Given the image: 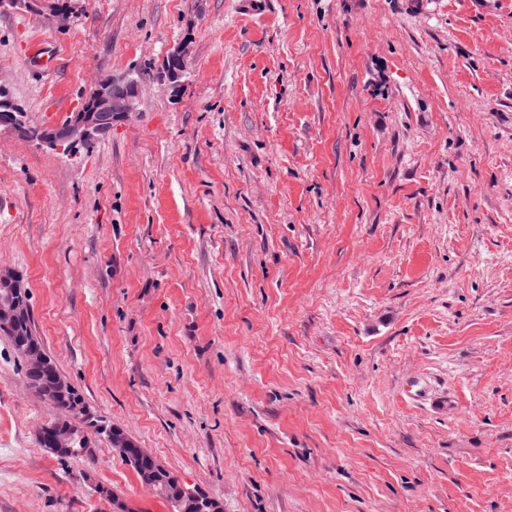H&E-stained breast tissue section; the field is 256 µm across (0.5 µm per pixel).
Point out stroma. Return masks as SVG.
<instances>
[{"instance_id":"stroma-1","label":"stroma","mask_w":512,"mask_h":512,"mask_svg":"<svg viewBox=\"0 0 512 512\" xmlns=\"http://www.w3.org/2000/svg\"><path fill=\"white\" fill-rule=\"evenodd\" d=\"M136 72L91 149L0 132V268L91 410L224 512H512V0L0 7L29 124ZM53 416L0 335V512H170ZM39 435L41 438H38L40 445L48 448L43 443L45 442L51 450L61 455L62 458H69L76 454H82L85 450V448H74V444L77 441L76 436L64 431L55 422L45 424L41 428Z\"/></svg>"}]
</instances>
